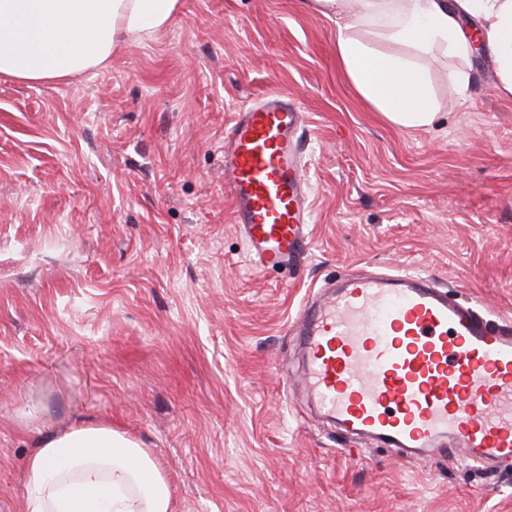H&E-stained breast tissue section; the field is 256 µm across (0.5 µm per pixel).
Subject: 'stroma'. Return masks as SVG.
Masks as SVG:
<instances>
[{"instance_id":"35a3bbf8","label":"stroma","mask_w":512,"mask_h":512,"mask_svg":"<svg viewBox=\"0 0 512 512\" xmlns=\"http://www.w3.org/2000/svg\"><path fill=\"white\" fill-rule=\"evenodd\" d=\"M421 63L442 109L402 129L303 0H180L106 67L0 76V512L39 436L97 420L158 460L173 512H512V466L352 438L299 383L295 317L352 274L422 272L512 319V96L487 54ZM275 88L307 115L313 247L263 273L224 130Z\"/></svg>"}]
</instances>
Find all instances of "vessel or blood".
Masks as SVG:
<instances>
[{"instance_id":"vessel-or-blood-1","label":"vessel or blood","mask_w":512,"mask_h":512,"mask_svg":"<svg viewBox=\"0 0 512 512\" xmlns=\"http://www.w3.org/2000/svg\"><path fill=\"white\" fill-rule=\"evenodd\" d=\"M299 104L273 89L224 132V190L250 261L299 265L311 249ZM303 385L343 431L413 457L512 465V324L420 274L352 276L304 303Z\"/></svg>"}]
</instances>
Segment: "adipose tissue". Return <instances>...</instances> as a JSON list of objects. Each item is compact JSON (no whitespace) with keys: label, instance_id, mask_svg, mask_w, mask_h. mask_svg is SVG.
<instances>
[{"label":"adipose tissue","instance_id":"adipose-tissue-1","mask_svg":"<svg viewBox=\"0 0 512 512\" xmlns=\"http://www.w3.org/2000/svg\"><path fill=\"white\" fill-rule=\"evenodd\" d=\"M336 21V56L359 95L402 128L432 126L433 48L465 56L480 35L512 95V0H308ZM179 0H0V75L40 83L104 66L164 29ZM394 45L391 53L375 42ZM24 512H172L151 454L105 423L41 437L24 469Z\"/></svg>","mask_w":512,"mask_h":512}]
</instances>
